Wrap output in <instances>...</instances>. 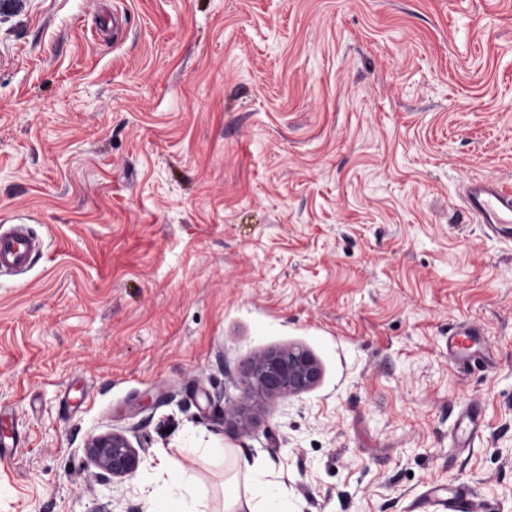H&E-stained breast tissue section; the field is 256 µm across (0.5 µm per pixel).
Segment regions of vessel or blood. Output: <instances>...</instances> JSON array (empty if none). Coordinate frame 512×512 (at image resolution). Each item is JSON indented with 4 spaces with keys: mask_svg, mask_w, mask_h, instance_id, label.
<instances>
[{
    "mask_svg": "<svg viewBox=\"0 0 512 512\" xmlns=\"http://www.w3.org/2000/svg\"><path fill=\"white\" fill-rule=\"evenodd\" d=\"M463 201L478 223L500 233L512 231V188L503 182L473 181L467 186ZM41 249V241L26 225L0 226V270H25ZM448 512H477L468 487L459 486L449 493Z\"/></svg>",
    "mask_w": 512,
    "mask_h": 512,
    "instance_id": "1",
    "label": "vessel or blood"
}]
</instances>
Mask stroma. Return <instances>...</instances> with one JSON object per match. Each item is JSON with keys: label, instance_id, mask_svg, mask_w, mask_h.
<instances>
[{"label": "stroma", "instance_id": "obj_1", "mask_svg": "<svg viewBox=\"0 0 512 512\" xmlns=\"http://www.w3.org/2000/svg\"><path fill=\"white\" fill-rule=\"evenodd\" d=\"M474 177L512 183V0H0V222L44 242L0 272V512H155L165 455L213 512L244 460L288 512H512V240ZM288 347L311 388L244 390ZM467 210L479 224L512 236V189L501 181L475 180L463 197ZM315 359L305 350L288 348L257 356L243 373L248 390L271 398H288L315 384L319 378ZM85 452L93 467L95 476L104 483L122 482L138 470L144 449L135 446L125 431L112 430L91 436ZM478 510L470 490L466 486L454 488L448 495V512H476Z\"/></svg>", "mask_w": 512, "mask_h": 512}]
</instances>
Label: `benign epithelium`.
<instances>
[{"mask_svg": "<svg viewBox=\"0 0 512 512\" xmlns=\"http://www.w3.org/2000/svg\"><path fill=\"white\" fill-rule=\"evenodd\" d=\"M319 367L305 350L288 348L257 356L243 373L248 390L271 398H288L315 384ZM145 448L134 445L126 432L112 430L91 436L85 452L104 483L122 482L138 470Z\"/></svg>", "mask_w": 512, "mask_h": 512, "instance_id": "1", "label": "benign epithelium"}]
</instances>
